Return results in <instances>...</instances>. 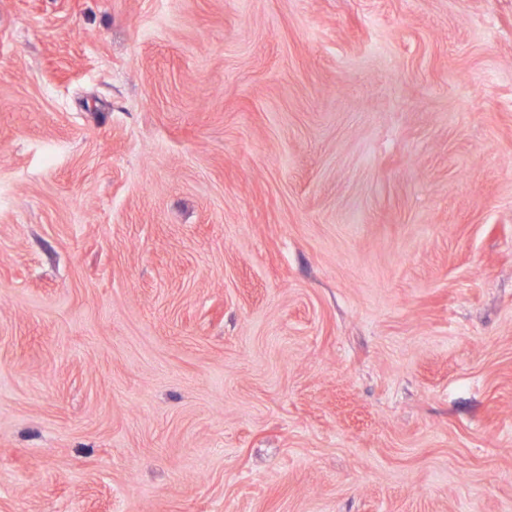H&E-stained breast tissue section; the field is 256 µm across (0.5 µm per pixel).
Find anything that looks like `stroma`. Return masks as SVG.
<instances>
[{
  "label": "stroma",
  "mask_w": 512,
  "mask_h": 512,
  "mask_svg": "<svg viewBox=\"0 0 512 512\" xmlns=\"http://www.w3.org/2000/svg\"><path fill=\"white\" fill-rule=\"evenodd\" d=\"M0 512H512V0H0Z\"/></svg>",
  "instance_id": "1"
}]
</instances>
